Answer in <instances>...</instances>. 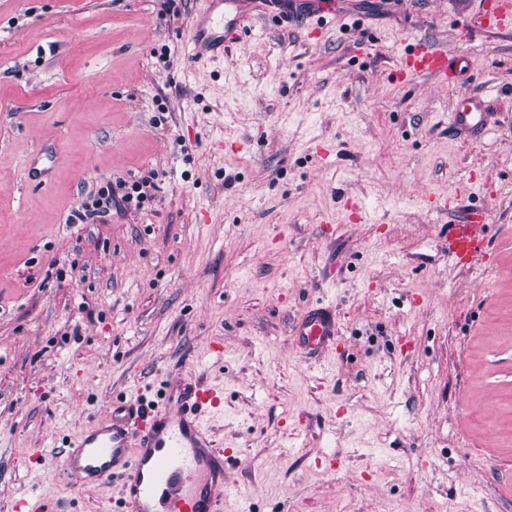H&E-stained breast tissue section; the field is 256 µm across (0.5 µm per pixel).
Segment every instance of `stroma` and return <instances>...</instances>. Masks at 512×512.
Here are the masks:
<instances>
[{
  "label": "stroma",
  "instance_id": "obj_1",
  "mask_svg": "<svg viewBox=\"0 0 512 512\" xmlns=\"http://www.w3.org/2000/svg\"><path fill=\"white\" fill-rule=\"evenodd\" d=\"M321 2L314 34L247 0L244 46L209 59L202 0H0V512L119 497L67 478L64 441L182 377L224 389V512H512V30L460 41L480 0ZM421 38L473 77L400 80ZM480 90L491 133L453 135ZM468 175L460 211L427 209ZM119 177L153 199L71 223ZM349 199L378 222L325 238ZM475 206L496 259L459 267ZM318 298L339 334L314 356L293 323ZM12 512H60L58 504L37 495L20 496L11 508Z\"/></svg>",
  "mask_w": 512,
  "mask_h": 512
}]
</instances>
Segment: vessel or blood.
Returning <instances> with one entry per match:
<instances>
[{
    "mask_svg": "<svg viewBox=\"0 0 512 512\" xmlns=\"http://www.w3.org/2000/svg\"><path fill=\"white\" fill-rule=\"evenodd\" d=\"M196 20L192 51L196 57L219 56L242 46L247 27L242 0H204ZM512 29V0H487L462 25L465 38L490 30ZM472 61L428 41L411 46L404 60L405 74L447 84ZM448 127L458 135L482 138L489 130L487 95L472 92L457 99L448 114ZM468 190L459 184L454 193L431 194L429 207L440 212L455 208ZM485 210L471 209L463 221L448 227V252L460 266L491 264ZM298 344L317 352L339 334L336 311L325 303L309 304L294 325ZM224 404L222 387L197 380L167 383L152 403L132 397L113 404L99 419L69 437L63 452L66 473L81 486L101 487L120 478L118 500H101L98 512H224L225 449L210 438L206 419ZM11 512H59L57 503L37 495L17 498Z\"/></svg>",
    "mask_w": 512,
    "mask_h": 512,
    "instance_id": "vessel-or-blood-1",
    "label": "vessel or blood"
}]
</instances>
